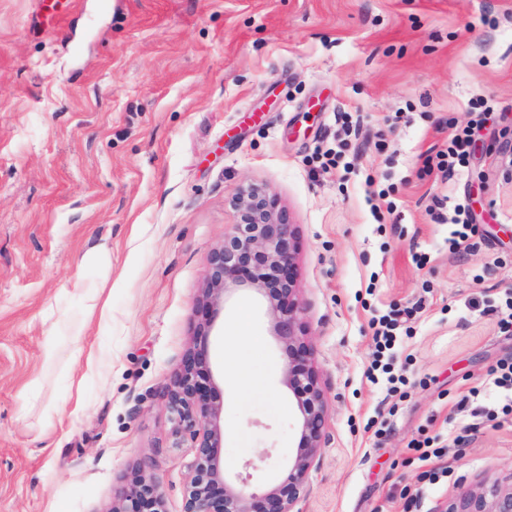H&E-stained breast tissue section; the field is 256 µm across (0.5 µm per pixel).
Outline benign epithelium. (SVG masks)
Instances as JSON below:
<instances>
[{
  "label": "benign epithelium",
  "instance_id": "obj_1",
  "mask_svg": "<svg viewBox=\"0 0 512 512\" xmlns=\"http://www.w3.org/2000/svg\"><path fill=\"white\" fill-rule=\"evenodd\" d=\"M234 222L208 259L198 296L202 318L165 388L176 447L190 443L182 512H301L311 471L322 448L327 402L302 321L296 275V236L288 212L265 186L243 184L229 201ZM241 291L259 300L287 359L283 384L295 400L298 443L278 481L256 493L250 473L224 467V397L216 382L210 336L227 303ZM109 512H167L155 478L137 475ZM437 512H512L508 481L481 482L440 504Z\"/></svg>",
  "mask_w": 512,
  "mask_h": 512
}]
</instances>
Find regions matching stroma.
<instances>
[{"label": "stroma", "mask_w": 512, "mask_h": 512, "mask_svg": "<svg viewBox=\"0 0 512 512\" xmlns=\"http://www.w3.org/2000/svg\"><path fill=\"white\" fill-rule=\"evenodd\" d=\"M479 100L493 113L446 177L437 154ZM249 182L295 226L327 397L302 512H437L512 475V414L485 386L512 358L493 311L512 288V0H0V512H109L137 472L181 512L191 452L173 445L164 387ZM438 198L474 217L453 253ZM79 275L111 290L110 325L73 294ZM244 306L265 339L248 391L222 377ZM408 308V384L391 393L368 376L371 322ZM211 352L224 466L259 459L260 491L297 423L251 295L220 315ZM474 387L496 420L459 408ZM425 438L449 475L414 458Z\"/></svg>", "instance_id": "1"}]
</instances>
